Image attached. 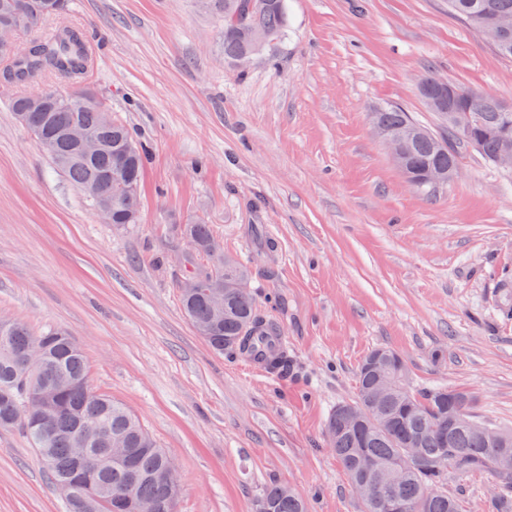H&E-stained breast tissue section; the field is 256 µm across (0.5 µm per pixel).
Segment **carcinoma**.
Listing matches in <instances>:
<instances>
[{
  "label": "carcinoma",
  "mask_w": 512,
  "mask_h": 512,
  "mask_svg": "<svg viewBox=\"0 0 512 512\" xmlns=\"http://www.w3.org/2000/svg\"><path fill=\"white\" fill-rule=\"evenodd\" d=\"M201 5L221 17L224 35L221 49L224 61L237 64L255 48L239 32L245 17L256 28L275 33L280 42L288 27L286 0H264V6L251 10L252 0H200ZM67 6L57 7V0H0V24L16 28L35 27L43 20L60 15ZM448 10L464 20L473 30L482 32L486 14L512 18V0H448ZM7 64L0 69V79L9 83L26 82L43 72H52L68 81L78 82L90 65L89 51L80 35L68 26L57 28L45 41L31 45L25 57L0 49ZM466 106L481 113L485 127L497 126L503 116L502 101L483 95L477 103ZM16 114L26 113L25 126L70 180L93 204L112 200L110 224H134L127 216L124 196L128 189L140 191L146 156L141 147L127 150L134 143L129 129L112 118L106 107L83 106L67 96L56 95L41 108L30 106V97L12 101ZM378 120L388 130L415 126L422 131L414 142L409 163L414 175L421 177L432 167L448 166V145L454 149L477 151L492 162L499 149L493 137L475 136V147L453 135L443 139L413 121L399 108L378 109ZM80 127L100 143L93 154L85 153L71 137V129ZM180 234L193 245L185 277L198 280L200 288L190 294L180 293L185 315L195 327L208 328L204 339L220 354L254 355L255 344L266 336L280 335L277 324L263 319L252 292L229 301L225 314L215 315L209 300L214 289H224V256L212 257L208 247L218 241L210 225L203 221L178 225ZM0 336V427H18L36 449L52 487L69 481L83 468L90 473L97 495L90 502L77 498L62 500L63 512H113L109 500L115 493L131 490L141 501L154 505V512H169L164 474L168 455L157 446L139 419L111 396L94 392L89 384L88 366L83 351L60 330L38 334L18 320H1ZM40 346L42 360L23 364L27 352ZM389 371L398 377V388L377 402L383 426L369 425L359 430H343L336 436L334 454L350 482L362 473L361 458L371 459L377 472L370 475L385 499L392 498L404 512H465L463 501L444 490L448 466L442 463L448 449L455 451V470L460 473L486 474L502 486L496 497H485L481 512H512V473L496 475L492 465L501 448L464 428L448 426V405L464 404L472 408L473 396L463 390L414 388L407 366L396 356ZM375 376L361 363L357 372L354 403L368 400ZM116 441L131 449L126 463L112 461L111 448ZM406 448L419 454V465L395 485L387 482L384 470ZM261 499L273 512H308V504L294 494L285 495L284 486H266Z\"/></svg>",
  "instance_id": "obj_1"
}]
</instances>
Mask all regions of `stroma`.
<instances>
[{
	"instance_id": "35a3bbf8",
	"label": "stroma",
	"mask_w": 512,
	"mask_h": 512,
	"mask_svg": "<svg viewBox=\"0 0 512 512\" xmlns=\"http://www.w3.org/2000/svg\"><path fill=\"white\" fill-rule=\"evenodd\" d=\"M62 24L91 53L79 82L0 83V317L76 341L92 390L176 462L178 512H254L274 481L309 512H364L325 423L375 348L512 430V170L465 151L422 192L369 118L395 106L442 132L418 91L429 73L512 101V58L448 0H288L286 37L243 69L197 0H69L18 42ZM79 89L146 151L137 223H106L10 107ZM198 218L225 252L261 253L251 287L288 376L216 353L186 318L175 224ZM0 512H63L15 428H0Z\"/></svg>"
}]
</instances>
